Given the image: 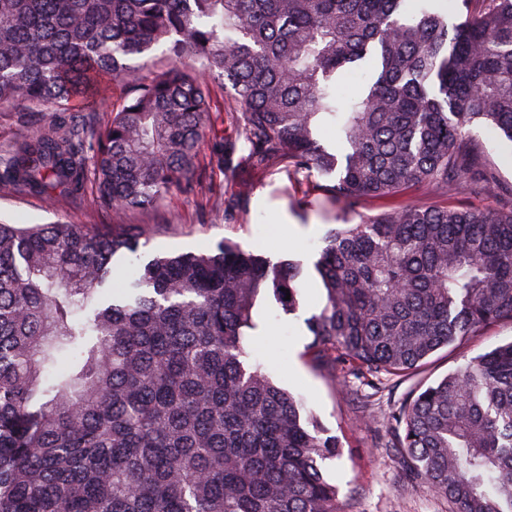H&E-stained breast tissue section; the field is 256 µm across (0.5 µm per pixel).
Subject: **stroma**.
<instances>
[{
	"mask_svg": "<svg viewBox=\"0 0 512 512\" xmlns=\"http://www.w3.org/2000/svg\"><path fill=\"white\" fill-rule=\"evenodd\" d=\"M252 191L238 195L236 188L220 185L232 206V219L211 217L201 199L183 188L155 208L133 209L126 223L146 232L143 253L177 255L214 252L217 243L230 241L247 250H261L272 261L292 260L307 272L300 288V306L285 313L273 295H266L263 331L249 337L253 360L280 386L300 398L317 422L336 437L339 457L325 461L327 479L336 484L343 512H454L447 498L422 484L408 482L407 467L399 449L390 442L395 427L391 416L410 393L425 389L448 373L492 348L512 341V323L481 329L453 345L439 349L411 375L385 379L380 388L360 385L353 376L312 361L307 346L312 337L306 320L324 305L321 280L314 269L328 232L339 225L358 223L356 214L340 205L305 209L299 204L301 189L289 185L286 174L261 175L244 169ZM412 202L438 206H478L481 198L461 187L446 194L411 187L374 202V210ZM0 217L21 223L99 224L104 217L89 200L49 203L46 199L0 193Z\"/></svg>",
	"mask_w": 512,
	"mask_h": 512,
	"instance_id": "1",
	"label": "stroma"
}]
</instances>
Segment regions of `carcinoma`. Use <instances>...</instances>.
I'll list each match as a JSON object with an SVG mask.
<instances>
[{
  "instance_id": "1",
  "label": "carcinoma",
  "mask_w": 512,
  "mask_h": 512,
  "mask_svg": "<svg viewBox=\"0 0 512 512\" xmlns=\"http://www.w3.org/2000/svg\"><path fill=\"white\" fill-rule=\"evenodd\" d=\"M448 6L466 12L452 27L435 0H0V106L35 126L0 149V189L90 197L108 220L0 219V512H341L323 472L336 438L244 347L261 294L297 310L301 266L228 241L147 260L121 223L182 187L205 146L227 182L238 154L262 174L284 161L362 209L315 264L314 359L398 375L512 322V205L363 212L412 186L512 198L471 135L512 141V0ZM158 55L174 67L136 78ZM367 60L372 83L338 99L336 75ZM112 77L128 90L103 125ZM189 189L220 215L211 183ZM395 423L412 481L456 512H512V342ZM210 107H211V122L215 129L221 132L223 129L229 128L225 115V102L227 93L222 87V84L211 82L210 85ZM224 120V122H223Z\"/></svg>"
}]
</instances>
